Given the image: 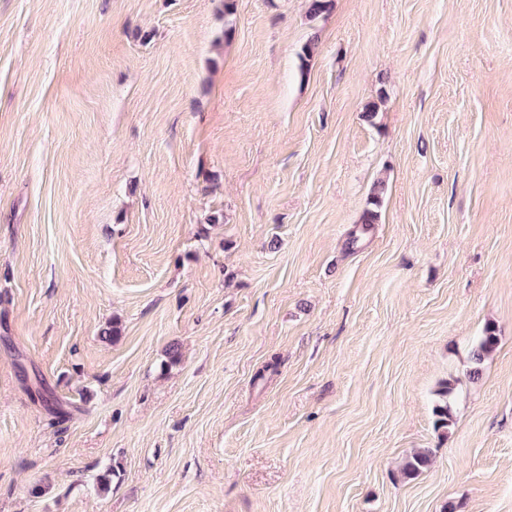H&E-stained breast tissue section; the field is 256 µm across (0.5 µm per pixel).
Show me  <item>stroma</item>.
Listing matches in <instances>:
<instances>
[{
  "instance_id": "stroma-1",
  "label": "stroma",
  "mask_w": 512,
  "mask_h": 512,
  "mask_svg": "<svg viewBox=\"0 0 512 512\" xmlns=\"http://www.w3.org/2000/svg\"><path fill=\"white\" fill-rule=\"evenodd\" d=\"M235 4L0 0V512H512V0ZM385 193V184L380 181L374 185L372 196L370 200V207L366 208L359 220V224L354 233L353 241H356L358 232L359 235H367L372 231V224H378L380 220V208L382 205L383 195ZM498 344V337L493 326H486L483 336L471 351V358L476 365L481 364L490 354H492ZM456 380L448 379L442 382L436 390V404H435V416L437 430H442V433L448 431V427L452 421V401L456 394ZM431 463V456L427 448H416L407 457L402 468L404 478L413 479L426 470Z\"/></svg>"
}]
</instances>
